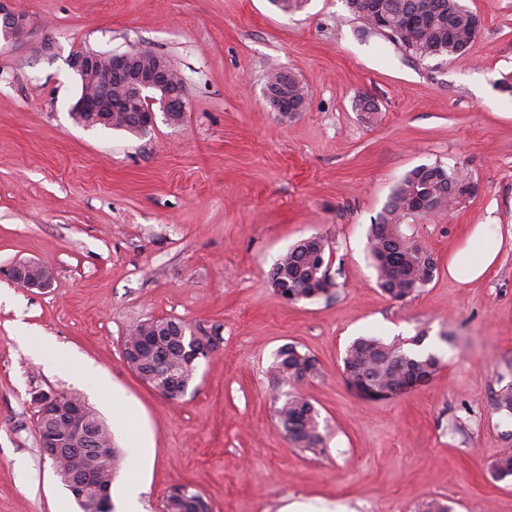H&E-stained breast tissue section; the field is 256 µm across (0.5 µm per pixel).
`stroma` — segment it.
I'll return each mask as SVG.
<instances>
[{"label": "stroma", "mask_w": 512, "mask_h": 512, "mask_svg": "<svg viewBox=\"0 0 512 512\" xmlns=\"http://www.w3.org/2000/svg\"><path fill=\"white\" fill-rule=\"evenodd\" d=\"M483 27L458 57L421 62L355 19L345 0H11L23 37L0 42V512H81L36 433V391L77 392L112 414L89 379L52 365L19 328L107 373L140 418L150 462L147 512L189 484L210 512H512V0H462ZM51 50H44V43ZM164 55L183 77L181 123L140 136L71 117L73 51ZM286 70L307 93L282 116L265 98ZM371 96L377 111L356 102ZM461 168L477 192L450 215L403 224L437 259L432 281L391 299L368 256L369 227L413 168ZM476 224L499 242L484 278H450ZM318 235L331 248L327 297L288 303L269 287L275 261ZM50 267L35 294L9 276ZM176 318L217 347L180 398L145 385L122 353L130 329ZM424 334L432 380L369 400L342 372L361 336ZM292 343L318 374L293 387L319 412L324 448L291 447L274 416L284 388L270 366ZM12 279L29 291L45 292L51 288L54 272L49 267L35 261L19 262L10 270Z\"/></svg>", "instance_id": "stroma-1"}]
</instances>
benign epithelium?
<instances>
[{"instance_id": "obj_1", "label": "benign epithelium", "mask_w": 512, "mask_h": 512, "mask_svg": "<svg viewBox=\"0 0 512 512\" xmlns=\"http://www.w3.org/2000/svg\"><path fill=\"white\" fill-rule=\"evenodd\" d=\"M27 23L25 17L12 10L7 0H0V38L10 42L20 38ZM69 65L80 81V92L71 107L77 121L90 126L99 121L112 124L114 90L128 102L130 111L141 112L144 127L155 124L152 104H159L164 116L183 112L187 105L185 83L167 58L144 49L106 54L91 50L72 53ZM265 95L277 112H298L279 86H268ZM12 279L21 287L44 292L51 288L54 272L35 261L20 262L10 270ZM38 407L36 429L42 455L52 463L63 459L70 465L68 490L86 508V512H108L111 509V488L93 485L81 467L79 445L96 438L91 423L92 411L81 397L64 398L58 392H36L32 396Z\"/></svg>"}]
</instances>
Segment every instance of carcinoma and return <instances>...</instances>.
Returning <instances> with one entry per match:
<instances>
[{"mask_svg":"<svg viewBox=\"0 0 512 512\" xmlns=\"http://www.w3.org/2000/svg\"><path fill=\"white\" fill-rule=\"evenodd\" d=\"M346 4L351 14L370 29L422 61L460 54L461 47L472 43L475 31L482 27L480 16L461 0H378L382 5L380 14L371 10L368 0H346ZM451 185L463 190L471 182L454 167L436 164L414 168L396 186L378 222L370 226L368 246L377 284L391 298L404 300L430 282L437 259L411 236H389L390 226L403 223L423 200L436 213L447 211L457 200L449 192ZM328 268L326 241L320 237L301 239L274 264L268 284L291 303L320 299L333 286L332 280L325 279ZM424 340L420 335L390 342L378 337L354 340L343 358L348 385L365 397L382 400L429 382L438 370L439 359L431 352L417 350ZM195 343L185 322L150 318L125 337L123 357L141 380L154 388L166 387L165 373L170 371L186 390L197 368ZM272 368L278 379L298 383L314 375L316 361L288 343L276 351ZM274 416L293 447L313 453L323 448L319 415L308 401L286 394L276 401ZM119 462L115 450L107 459L93 452L86 457L92 473L108 484ZM164 507L166 512H209L207 502L192 486L184 493L174 487Z\"/></svg>","mask_w":512,"mask_h":512,"instance_id":"1","label":"carcinoma"}]
</instances>
